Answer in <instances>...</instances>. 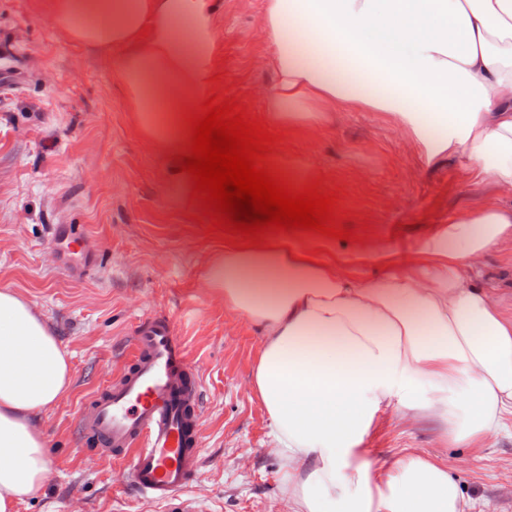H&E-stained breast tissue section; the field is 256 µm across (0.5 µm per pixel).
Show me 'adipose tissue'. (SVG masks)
Returning <instances> with one entry per match:
<instances>
[{"label":"adipose tissue","instance_id":"adipose-tissue-1","mask_svg":"<svg viewBox=\"0 0 512 512\" xmlns=\"http://www.w3.org/2000/svg\"><path fill=\"white\" fill-rule=\"evenodd\" d=\"M58 31L115 52L142 137L171 159L185 146L220 56L218 0H51ZM275 85L265 117L320 128L338 110L382 112L426 163L458 158L512 194V0H266ZM512 242V205L437 225L406 270L352 275L315 236L229 244L207 288L260 334L251 388L296 512H475L433 458L380 472L364 443L380 412L432 420L454 448L512 429V313L471 272ZM72 370L46 317L0 289V512L42 496L37 423Z\"/></svg>","mask_w":512,"mask_h":512}]
</instances>
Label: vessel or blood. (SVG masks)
<instances>
[{
  "label": "vessel or blood",
  "instance_id": "1",
  "mask_svg": "<svg viewBox=\"0 0 512 512\" xmlns=\"http://www.w3.org/2000/svg\"><path fill=\"white\" fill-rule=\"evenodd\" d=\"M202 387L174 320L146 318L134 331L124 368L98 389L79 429L96 437L102 455L128 465L138 496L178 512V496L200 458Z\"/></svg>",
  "mask_w": 512,
  "mask_h": 512
}]
</instances>
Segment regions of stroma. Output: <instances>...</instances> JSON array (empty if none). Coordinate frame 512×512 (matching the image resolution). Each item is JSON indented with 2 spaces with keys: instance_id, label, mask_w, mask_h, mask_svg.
Returning a JSON list of instances; mask_svg holds the SVG:
<instances>
[{
  "instance_id": "stroma-1",
  "label": "stroma",
  "mask_w": 512,
  "mask_h": 512,
  "mask_svg": "<svg viewBox=\"0 0 512 512\" xmlns=\"http://www.w3.org/2000/svg\"><path fill=\"white\" fill-rule=\"evenodd\" d=\"M50 0H0V287L48 319L72 365L67 394L40 422L50 453L43 496L17 512H163L125 494L127 466L101 455L77 428L97 389L125 365L129 340L148 315L175 319L203 380L198 475L181 493L186 512H289L265 410L250 389L258 332L224 306L200 277L224 233L192 221L195 205L166 179L116 83L111 55L61 35ZM264 0H220L214 25L232 96L263 114L274 74L265 65ZM277 149L293 171L325 175L352 224L369 220L368 246L406 263L432 227L499 197L467 161L427 166L377 112H340L332 126L285 131ZM70 225L94 263L71 274L77 254L58 237ZM402 225V236L391 233ZM480 280L512 309V244L486 253ZM376 465L404 455L452 467L483 512H512V435L480 448H452L437 423L385 411L368 435Z\"/></svg>"
}]
</instances>
